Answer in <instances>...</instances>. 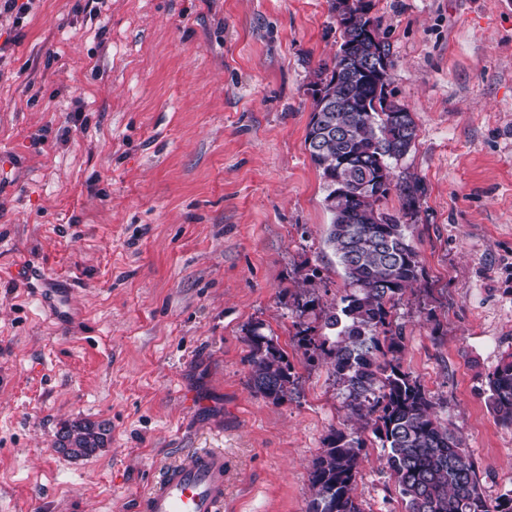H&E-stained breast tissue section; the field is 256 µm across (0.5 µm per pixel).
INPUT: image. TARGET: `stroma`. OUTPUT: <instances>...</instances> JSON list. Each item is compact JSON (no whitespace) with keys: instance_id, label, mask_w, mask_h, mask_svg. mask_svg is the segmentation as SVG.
Segmentation results:
<instances>
[{"instance_id":"stroma-1","label":"stroma","mask_w":512,"mask_h":512,"mask_svg":"<svg viewBox=\"0 0 512 512\" xmlns=\"http://www.w3.org/2000/svg\"><path fill=\"white\" fill-rule=\"evenodd\" d=\"M425 188L423 278L397 307L404 369L512 492L488 377L512 353V0H368ZM340 32L328 0H34L0 16V512H135L165 466L224 451V512H305L336 429L359 431L294 338L313 285L339 301L327 185L305 144ZM70 292L53 318L25 279ZM298 379L250 383L255 325ZM75 420L105 447L52 445ZM362 432V431H359ZM364 512H404L372 431ZM109 428L102 422L78 420L66 424L62 429L59 452L71 458H86L105 447Z\"/></svg>"}]
</instances>
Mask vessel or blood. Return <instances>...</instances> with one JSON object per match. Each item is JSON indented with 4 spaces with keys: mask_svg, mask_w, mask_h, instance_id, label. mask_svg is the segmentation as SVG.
<instances>
[{
    "mask_svg": "<svg viewBox=\"0 0 512 512\" xmlns=\"http://www.w3.org/2000/svg\"><path fill=\"white\" fill-rule=\"evenodd\" d=\"M223 508L224 454L198 449L163 471L139 498L136 512H222Z\"/></svg>",
    "mask_w": 512,
    "mask_h": 512,
    "instance_id": "1",
    "label": "vessel or blood"
}]
</instances>
